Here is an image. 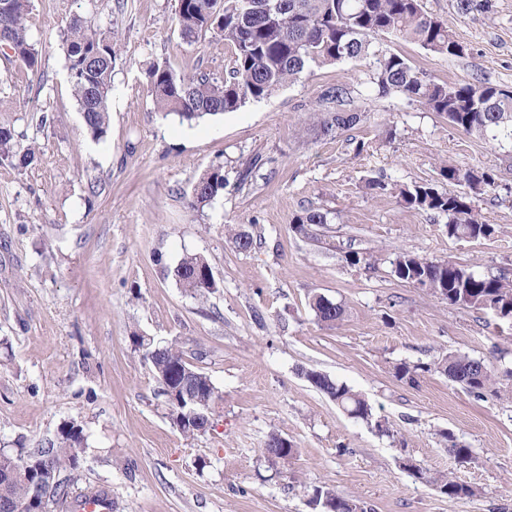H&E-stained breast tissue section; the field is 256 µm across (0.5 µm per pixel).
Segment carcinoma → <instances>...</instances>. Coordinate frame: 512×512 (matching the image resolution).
Listing matches in <instances>:
<instances>
[{
    "label": "carcinoma",
    "instance_id": "cac0c4a2",
    "mask_svg": "<svg viewBox=\"0 0 512 512\" xmlns=\"http://www.w3.org/2000/svg\"><path fill=\"white\" fill-rule=\"evenodd\" d=\"M249 11L224 13V0H177L174 21L181 35L192 42L201 33L212 32L234 49L228 76L218 78L199 72L178 76L165 65L148 72V83L163 116L193 121L233 112L250 101L271 95L287 82L300 77L312 63L370 60V83L382 95L400 92L429 110L446 116L462 132L483 138L512 141V90L487 80L475 83L425 80L406 58L373 45L372 38L394 35L419 44L438 55L458 57L461 43L444 21L428 15L421 0H248ZM31 0H0V46L10 49L25 67H38V52L30 40L25 17ZM65 57L70 83L82 113L87 134L105 139L109 127L108 98L117 52L89 22L71 21L65 36ZM327 117L322 134L331 136L350 130L363 121V112L351 106L344 85L328 88L319 96ZM0 160L25 168L37 160L36 151L15 148L11 128L0 126ZM441 177L467 188L449 193L433 184L405 186L399 195L407 207L448 217V236L473 240L495 233L493 225L475 212L471 198L495 189L494 174L476 166L446 164ZM221 168L207 171L192 189V206L201 207L224 191ZM394 275L409 284L418 283L448 303L466 308H498L512 315V280L505 276L479 274L451 260H435L414 252L399 251L391 262ZM192 297L204 300L218 285L208 260L186 253L169 270ZM310 306L327 326L343 320L340 303L315 295ZM134 350L151 363L161 385H182L180 403L169 402L168 417L187 438L201 434L190 413L215 411L221 396L211 378L186 361L173 343L157 345L154 339L133 333ZM437 371L465 390L481 395L495 391L491 369L481 360L449 353L437 363ZM304 378L354 418L370 420V405L344 383L315 370ZM87 448L83 427L66 421L55 439L34 452L0 451V512H31L38 501L44 512H78L83 505L72 495L62 473L75 470ZM48 457L52 480L38 472L35 460ZM415 476L430 483L451 499L469 497L474 489L448 476L432 475L419 468ZM310 504L320 512H358L352 500L329 488L312 489Z\"/></svg>",
    "mask_w": 512,
    "mask_h": 512
}]
</instances>
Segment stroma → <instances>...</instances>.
Here are the masks:
<instances>
[{
  "mask_svg": "<svg viewBox=\"0 0 512 512\" xmlns=\"http://www.w3.org/2000/svg\"><path fill=\"white\" fill-rule=\"evenodd\" d=\"M176 4L31 0L37 70L0 48V124L38 154L26 168L0 163V447L32 450L78 422L88 448L70 488H107L115 512H314L316 486L364 512H512V321L448 304L391 266L409 250L512 277V149L405 95H378L365 59L310 66L234 112L163 117L151 66L188 75L232 65L223 38L182 37ZM455 4L422 0L463 56L387 36L381 44L433 81L512 90V0L466 15ZM76 16L117 51L99 142L85 133L69 82L64 37ZM336 84L365 118L330 138L316 99ZM444 163L494 172L495 189L472 199L492 237H450L445 215L401 202L404 185L455 191L439 175ZM217 166L223 193L192 208L193 185ZM308 210L325 223L295 231L293 218ZM229 224L252 234L250 251L238 250ZM187 252L212 267L219 289L207 300L168 272ZM315 294L344 305L339 324L317 320ZM136 332L178 343L211 378L222 400L206 433L187 438L171 424L150 362L132 347ZM449 352L484 361L497 392L477 397L433 371ZM403 365L415 382L397 376ZM310 369L361 394L371 421L311 386ZM273 432L293 457L264 456ZM452 441L469 448L468 460L449 453ZM408 459L475 495H442L404 469Z\"/></svg>",
  "mask_w": 512,
  "mask_h": 512,
  "instance_id": "stroma-1",
  "label": "stroma"
}]
</instances>
